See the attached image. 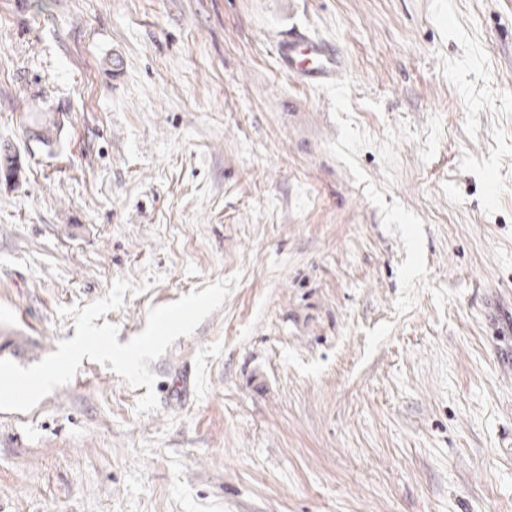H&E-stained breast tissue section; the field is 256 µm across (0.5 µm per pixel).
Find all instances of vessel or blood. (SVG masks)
<instances>
[{
  "label": "vessel or blood",
  "mask_w": 512,
  "mask_h": 512,
  "mask_svg": "<svg viewBox=\"0 0 512 512\" xmlns=\"http://www.w3.org/2000/svg\"><path fill=\"white\" fill-rule=\"evenodd\" d=\"M276 50L286 72L314 86L333 84L347 67L345 56L331 43L304 32L281 38Z\"/></svg>",
  "instance_id": "vessel-or-blood-1"
}]
</instances>
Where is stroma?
Here are the masks:
<instances>
[{
    "label": "stroma",
    "instance_id": "35a3bbf8",
    "mask_svg": "<svg viewBox=\"0 0 512 512\" xmlns=\"http://www.w3.org/2000/svg\"><path fill=\"white\" fill-rule=\"evenodd\" d=\"M306 32L332 89L280 68ZM58 118L54 147L26 130ZM0 336L240 274L148 368L0 410V512H512V0H0ZM276 50L286 72L314 86L333 84L347 67V59L331 43L304 32L281 38Z\"/></svg>",
    "mask_w": 512,
    "mask_h": 512
}]
</instances>
